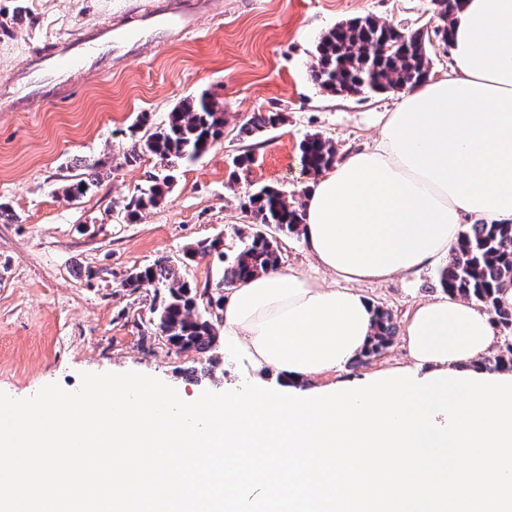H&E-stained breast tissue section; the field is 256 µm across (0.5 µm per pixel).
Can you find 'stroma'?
<instances>
[{"label": "stroma", "mask_w": 512, "mask_h": 512, "mask_svg": "<svg viewBox=\"0 0 512 512\" xmlns=\"http://www.w3.org/2000/svg\"><path fill=\"white\" fill-rule=\"evenodd\" d=\"M150 0H0V89L19 76L48 88L39 60L58 38H82L90 23L120 31L141 25ZM212 13L181 37L149 31L140 45L104 57V71H78L55 99L27 110L0 104V392L16 399L56 383L73 391L80 375L136 371L175 388L186 401L204 391L236 390L257 373L237 348L216 341L206 355L179 352L145 337L154 291H133L130 273L203 238L223 237L233 254L235 229L252 217L248 194L267 186L305 201L309 180L299 145L318 132L337 152L372 144L395 91L345 96L319 86L316 45L336 24L372 16L407 31H432L431 0H209ZM208 94L225 111L224 138L178 167L160 204L128 221L123 203L146 185L155 158L131 159L132 125L150 132L191 96ZM258 112H281L283 125L261 133L254 162L229 185L233 158L246 148L239 125ZM94 172L86 195L63 188ZM432 264L386 281L364 282L362 295L397 326L391 347L362 363L311 379L321 387L407 365V321L417 304L442 297Z\"/></svg>", "instance_id": "1"}]
</instances>
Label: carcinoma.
<instances>
[{
	"instance_id": "obj_1",
	"label": "carcinoma",
	"mask_w": 512,
	"mask_h": 512,
	"mask_svg": "<svg viewBox=\"0 0 512 512\" xmlns=\"http://www.w3.org/2000/svg\"><path fill=\"white\" fill-rule=\"evenodd\" d=\"M438 24L433 33L443 44L449 42L448 5L438 3ZM425 34L408 33L372 16L342 22L325 32L317 46L315 73L319 85L333 94L360 95L413 87L428 78L430 58ZM280 112H259L244 121L238 135L247 140L267 128L282 124ZM224 138V108L202 94L185 99L168 113L153 132L135 141L130 157L151 155L161 170L148 176L149 184L123 206L128 217L159 204L170 192L174 175L170 169L183 161L206 154ZM304 169L316 174L336 162V147L320 133L300 144ZM246 207L254 219L248 230L234 229L239 246L214 282L198 287L180 278L167 257L132 274L124 287L133 291L154 288V318L150 330L163 332L166 343L179 351L204 355L217 339L219 311L224 289L233 288L249 276L281 264L282 238L303 235L302 212L278 189L262 187L248 197ZM273 227L277 235L266 229ZM215 255L224 260L219 238L197 241L185 251L188 260ZM440 287L448 294L475 300L505 329L512 328V308L499 303V293L512 287V223L468 224L438 273ZM396 326L391 313L374 308L373 334L358 360L384 353L392 344Z\"/></svg>"
}]
</instances>
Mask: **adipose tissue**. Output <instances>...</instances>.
Here are the masks:
<instances>
[{"label": "adipose tissue", "instance_id": "adipose-tissue-1", "mask_svg": "<svg viewBox=\"0 0 512 512\" xmlns=\"http://www.w3.org/2000/svg\"><path fill=\"white\" fill-rule=\"evenodd\" d=\"M447 73L402 93L372 145L342 154L306 189L303 233L327 286L280 267L225 289L224 339L284 387L356 359L373 304L354 283L449 256L462 225L512 223V0H464ZM408 352L425 373L479 371L495 326L474 301L419 304Z\"/></svg>", "mask_w": 512, "mask_h": 512}]
</instances>
